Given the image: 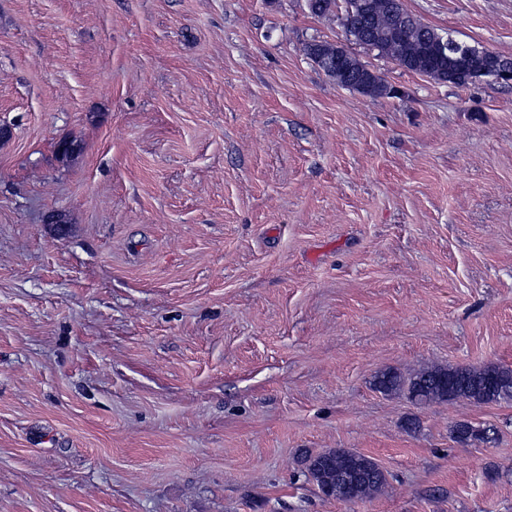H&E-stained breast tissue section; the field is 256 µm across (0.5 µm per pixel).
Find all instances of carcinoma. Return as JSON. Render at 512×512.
I'll return each mask as SVG.
<instances>
[{
    "label": "carcinoma",
    "mask_w": 512,
    "mask_h": 512,
    "mask_svg": "<svg viewBox=\"0 0 512 512\" xmlns=\"http://www.w3.org/2000/svg\"><path fill=\"white\" fill-rule=\"evenodd\" d=\"M354 0H343L345 8L336 16V0H315L310 13L319 18H338L349 40L378 51L408 70L430 77H444L447 71L456 73L455 85L467 86L476 82L477 70L473 56L479 49L460 43L449 35L438 33L425 24H413L402 20L391 7L389 0H369L370 31H364L357 14L350 13L346 4ZM317 51L321 58L318 68L324 74L363 95L377 97L388 94L381 78L369 70L356 57L345 54V66L338 69L328 61L336 59L334 44L314 41L305 46L307 55ZM375 386L384 393L418 391V403L430 404L451 398L472 399L477 402L512 399V394L501 395L503 389H512V370L486 366L479 370L471 366L455 368L439 367L420 372L410 378L391 370L380 372ZM303 465L318 490L328 493L326 478L347 470L361 474L357 498L371 497L386 484V474L371 458L348 449H328L318 453L308 452Z\"/></svg>",
    "instance_id": "1"
}]
</instances>
